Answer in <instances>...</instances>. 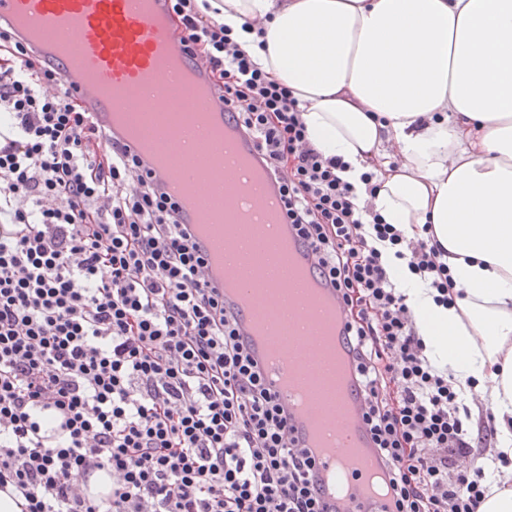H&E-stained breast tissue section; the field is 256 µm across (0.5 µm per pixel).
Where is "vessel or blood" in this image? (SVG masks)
I'll use <instances>...</instances> for the list:
<instances>
[{"instance_id":"vessel-or-blood-1","label":"vessel or blood","mask_w":512,"mask_h":512,"mask_svg":"<svg viewBox=\"0 0 512 512\" xmlns=\"http://www.w3.org/2000/svg\"><path fill=\"white\" fill-rule=\"evenodd\" d=\"M6 22L59 72L104 139L121 137L164 185L174 192L182 168L195 167L209 141L194 155L179 154L177 134L154 128L151 112H183L199 88L210 89L206 66L191 60L173 35L164 0H0V22ZM208 110L214 117L212 139H231L238 159L249 167L264 164L249 138L211 93ZM180 220L190 231L203 221L192 196L175 194ZM292 254L316 288L328 300L334 327H341V304L333 288L319 278L315 260L292 244ZM227 272L207 261L200 280L224 292L240 316L241 332L249 342L262 373L289 416V427L310 448L321 496L333 512H390L391 487L380 460L370 446L361 417V402L352 378L337 381L316 375L321 394L298 405L284 381L293 370L275 358L258 338V321L275 318L276 305L253 297L249 288L229 289Z\"/></svg>"}]
</instances>
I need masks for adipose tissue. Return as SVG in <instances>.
Instances as JSON below:
<instances>
[{"label":"adipose tissue","mask_w":512,"mask_h":512,"mask_svg":"<svg viewBox=\"0 0 512 512\" xmlns=\"http://www.w3.org/2000/svg\"><path fill=\"white\" fill-rule=\"evenodd\" d=\"M219 7L217 21L297 100L310 146L347 162L356 208L438 242L447 306L381 251L432 365L497 421L480 512H512V0Z\"/></svg>","instance_id":"obj_1"}]
</instances>
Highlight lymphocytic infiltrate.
<instances>
[{"instance_id":"obj_1","label":"lymphocytic infiltrate","mask_w":512,"mask_h":512,"mask_svg":"<svg viewBox=\"0 0 512 512\" xmlns=\"http://www.w3.org/2000/svg\"><path fill=\"white\" fill-rule=\"evenodd\" d=\"M168 3L341 300L393 512H479L489 450L376 247L405 252L445 305L437 244L364 224L344 161L309 146L287 87L212 20L209 0ZM204 262L139 156L104 143L58 72L0 31V489L14 487L23 512H329L236 314L200 282ZM98 471L111 495L80 494Z\"/></svg>"}]
</instances>
